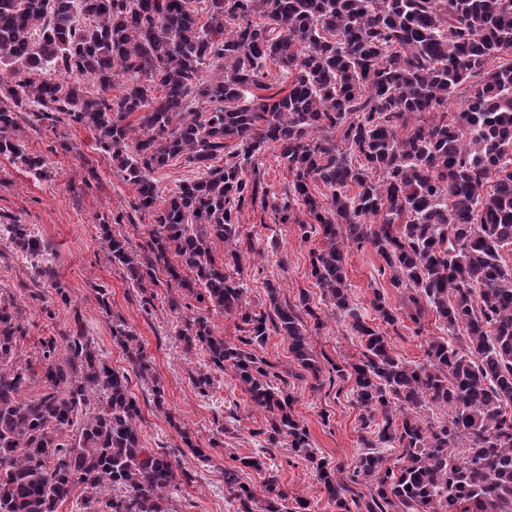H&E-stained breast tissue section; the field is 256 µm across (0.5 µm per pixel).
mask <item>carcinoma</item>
I'll list each match as a JSON object with an SVG mask.
<instances>
[{
	"mask_svg": "<svg viewBox=\"0 0 512 512\" xmlns=\"http://www.w3.org/2000/svg\"><path fill=\"white\" fill-rule=\"evenodd\" d=\"M0 0V154L39 175L23 154L18 117L31 126L61 116L94 131L96 146L137 187L134 209L152 218L135 250L101 225L113 267L145 292L167 288L241 319L238 342L170 295L177 336L207 357L191 377L204 395L215 374L244 386L269 413L264 447L312 464L340 512H512V0ZM500 63H495V60ZM223 62L224 78H204ZM290 79L268 93L267 63ZM123 92L112 97V78ZM464 100L461 112L448 101ZM138 114L136 125L126 118ZM279 149L292 180L274 207L307 239L310 275L333 314L348 319L361 357L353 379L364 451L346 470L317 456L294 414L288 381L254 347L271 331L288 338L301 376L320 380L303 316L310 295L281 300L268 279V310L243 305L244 252L234 216L266 202L254 159ZM184 158L199 174L157 206L154 174ZM224 158V165L213 161ZM381 177L374 179V174ZM305 219H300L299 214ZM28 258L49 248L24 224L3 225ZM224 242V259L212 254ZM370 244L416 325L434 313L453 340L432 337L425 361L398 357L366 320L346 282V248ZM371 309L399 317L376 289ZM112 338L136 373L150 362L123 320ZM23 330L0 304V512H57L77 496L81 512H169L177 457L141 440V409L127 373L106 363L78 330L41 341L43 388L25 398ZM443 411L434 421L430 407ZM402 449V467L384 447ZM238 512H308L269 475L265 498L236 474ZM368 494L348 498L350 484Z\"/></svg>",
	"mask_w": 512,
	"mask_h": 512,
	"instance_id": "1",
	"label": "carcinoma"
}]
</instances>
